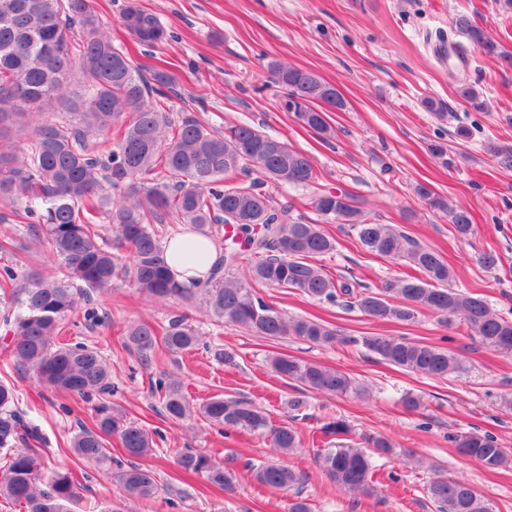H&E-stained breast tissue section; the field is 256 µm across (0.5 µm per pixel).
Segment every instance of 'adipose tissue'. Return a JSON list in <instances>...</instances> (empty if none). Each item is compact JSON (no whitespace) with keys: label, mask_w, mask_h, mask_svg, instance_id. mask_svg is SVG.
Returning <instances> with one entry per match:
<instances>
[{"label":"adipose tissue","mask_w":512,"mask_h":512,"mask_svg":"<svg viewBox=\"0 0 512 512\" xmlns=\"http://www.w3.org/2000/svg\"><path fill=\"white\" fill-rule=\"evenodd\" d=\"M218 257L216 245L195 233L174 236L165 247L166 263L175 280L181 283L206 281Z\"/></svg>","instance_id":"adipose-tissue-1"}]
</instances>
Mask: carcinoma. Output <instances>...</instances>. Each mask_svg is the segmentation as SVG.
Masks as SVG:
<instances>
[{
    "label": "carcinoma",
    "mask_w": 512,
    "mask_h": 512,
    "mask_svg": "<svg viewBox=\"0 0 512 512\" xmlns=\"http://www.w3.org/2000/svg\"><path fill=\"white\" fill-rule=\"evenodd\" d=\"M121 24L146 46L165 37L158 17L135 0L123 12ZM450 29L465 36L481 56L512 70V50L480 28L473 15L457 14ZM269 70L285 90L287 109L297 113L306 129L329 135L326 113L345 107L336 87L299 67L273 62ZM176 85L173 70L156 68L147 77L114 47L111 33L100 24L97 0H0V200L10 206L13 224L32 241L47 244L63 272L52 280L29 273L24 287L0 298V320L11 335L7 349L19 370L47 388L93 404V426L79 428L69 448L80 461L116 468L113 478L123 499L106 504L101 512H129V504L152 499L160 490L152 470L112 458L111 436L131 458L154 455L156 442L149 430L108 400L113 393L110 363L88 345L57 341L81 300L111 292L118 281L132 280L141 293L161 303L197 298L217 320L257 336H297L317 345L338 340L360 344L391 365L430 377L464 371L460 354L404 337L341 338L318 320L285 316L257 288L294 289L319 302L356 308L379 322H412L425 310L445 320L457 317L484 348L512 356V319L486 299L453 287V269L437 251L415 243L394 224L368 221L348 193L311 195L316 221L289 201L275 199L268 191L271 184L310 188L318 181L311 157L251 124L218 133L191 117L172 123L162 103L166 90ZM458 93L472 108L484 107L472 86L464 83ZM125 112L132 119L118 123ZM13 132L27 133L26 148L9 144ZM92 132L113 133L112 149L93 152ZM416 193L448 216L460 240L475 235L467 208L448 204L426 184L417 185ZM171 217L212 240L222 226L237 225L251 258L245 263L230 248L220 254L207 282H176L154 229ZM103 218L128 256L112 251L99 233ZM335 223L348 225L368 252L400 258L417 274L389 279L375 292L356 293L334 280L317 259L336 250L335 238L323 228ZM242 262L247 273L241 278L232 271ZM126 336L141 353L160 341L171 353L200 345V337L181 318L171 320L161 333L143 323L129 328ZM269 365L277 376L312 392L345 395L356 389L350 376L315 360L278 353ZM155 390L163 395L168 416L177 421L198 416L226 431L258 433L283 456L304 447L294 427L271 425L265 411L250 401L214 397L196 407L179 381L162 378ZM16 401L15 389L1 382L0 499L23 506L25 512H71L80 487L69 471L45 472L35 449L44 438L26 422ZM320 430L336 443L318 450L316 463L349 493L377 492L374 455L414 457L412 449L384 436L356 434L340 417L328 419ZM21 441L31 447H18ZM453 442L486 468L512 463V452L490 434L468 432L454 436ZM177 464L220 490L234 487L235 475L207 454L188 450ZM251 470L264 487L295 490L287 512H310L298 491L308 480L304 472L282 462ZM427 493L437 512H494L472 484L439 471Z\"/></svg>",
    "instance_id": "obj_1"
}]
</instances>
